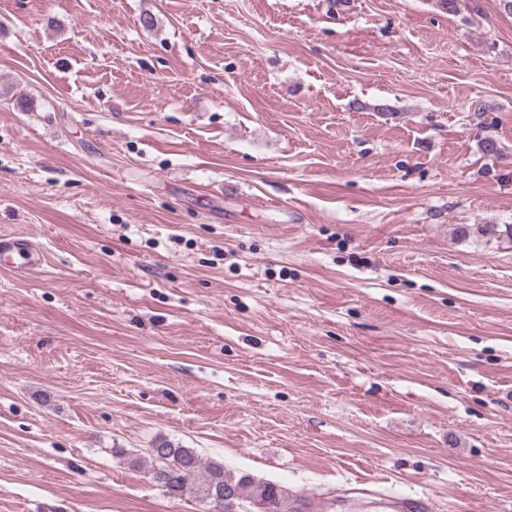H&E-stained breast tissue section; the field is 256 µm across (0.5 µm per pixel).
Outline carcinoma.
<instances>
[{
    "label": "carcinoma",
    "mask_w": 512,
    "mask_h": 512,
    "mask_svg": "<svg viewBox=\"0 0 512 512\" xmlns=\"http://www.w3.org/2000/svg\"><path fill=\"white\" fill-rule=\"evenodd\" d=\"M159 447L156 452L148 451L152 459L150 479L168 496L179 498L192 494L212 504L220 494L230 490L271 512H288V500L293 494L287 487L248 474L236 476L225 469L224 462L206 461L193 448L166 440Z\"/></svg>",
    "instance_id": "obj_1"
}]
</instances>
